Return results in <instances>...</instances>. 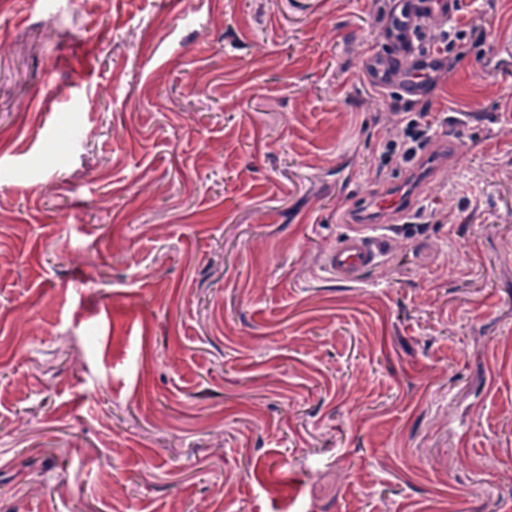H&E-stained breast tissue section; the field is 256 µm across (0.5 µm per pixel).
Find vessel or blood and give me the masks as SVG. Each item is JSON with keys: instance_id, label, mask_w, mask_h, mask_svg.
I'll list each match as a JSON object with an SVG mask.
<instances>
[{"instance_id": "1", "label": "vessel or blood", "mask_w": 512, "mask_h": 512, "mask_svg": "<svg viewBox=\"0 0 512 512\" xmlns=\"http://www.w3.org/2000/svg\"><path fill=\"white\" fill-rule=\"evenodd\" d=\"M456 11L454 0H391L381 36L386 49L364 57L362 67L367 83L381 91L397 93L404 101L426 99L431 82L448 68V55L422 43L426 21L450 18ZM458 156L456 139L438 134L424 149L419 161H442L444 154ZM416 207V197L390 186L365 194L350 215V227L331 249L324 268L341 283L361 282L366 271L380 263L391 248L389 228L408 218Z\"/></svg>"}]
</instances>
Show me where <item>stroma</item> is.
I'll return each instance as SVG.
<instances>
[{
  "label": "stroma",
  "instance_id": "stroma-1",
  "mask_svg": "<svg viewBox=\"0 0 512 512\" xmlns=\"http://www.w3.org/2000/svg\"><path fill=\"white\" fill-rule=\"evenodd\" d=\"M388 9L0 10V512H512V0H458L410 106L434 180L362 76ZM400 180L420 222L331 279ZM411 112L410 109L402 111V121L405 123V134L412 144L403 153L405 159H411L415 156L416 146L422 145L424 142L434 138L439 129L443 126V119H438L431 116V113L427 111H420L415 113ZM453 157H457L460 153V144L454 138H448L446 133L438 134L432 143L424 149L419 160L418 166L421 164L428 165V161H432V175L443 160V155L447 151ZM435 159V160H434ZM416 195L395 186L364 195L352 211L346 233L325 257L324 268L341 283H360L370 268L380 263L391 248L389 228L408 218L416 207Z\"/></svg>",
  "mask_w": 512,
  "mask_h": 512
}]
</instances>
